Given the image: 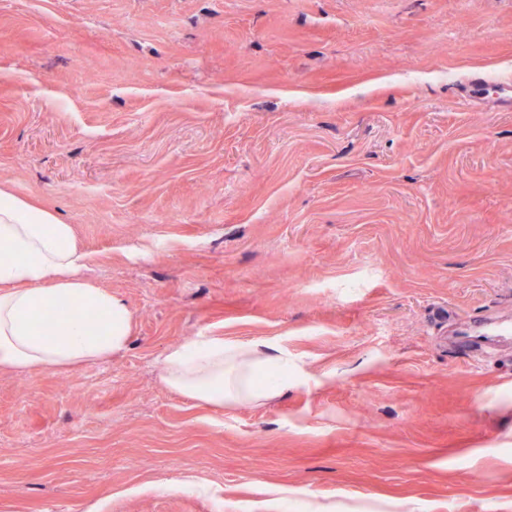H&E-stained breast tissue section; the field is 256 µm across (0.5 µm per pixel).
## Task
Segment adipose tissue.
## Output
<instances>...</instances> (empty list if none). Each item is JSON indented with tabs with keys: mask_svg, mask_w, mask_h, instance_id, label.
<instances>
[{
	"mask_svg": "<svg viewBox=\"0 0 512 512\" xmlns=\"http://www.w3.org/2000/svg\"><path fill=\"white\" fill-rule=\"evenodd\" d=\"M91 255L72 225L31 200L0 189V372L56 370L111 358L131 334V312L112 292L93 287L81 273ZM67 303L57 330L37 323L39 313ZM93 314L94 326L84 317ZM284 352L260 342L193 339L167 349L162 382L211 407L264 404L295 380Z\"/></svg>",
	"mask_w": 512,
	"mask_h": 512,
	"instance_id": "adipose-tissue-1",
	"label": "adipose tissue"
}]
</instances>
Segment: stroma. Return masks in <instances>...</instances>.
<instances>
[{"instance_id":"obj_1","label":"stroma","mask_w":512,"mask_h":512,"mask_svg":"<svg viewBox=\"0 0 512 512\" xmlns=\"http://www.w3.org/2000/svg\"><path fill=\"white\" fill-rule=\"evenodd\" d=\"M0 188L132 316L0 373V512H512V0H0ZM203 336L296 380L166 388ZM277 376L259 383V374ZM288 357L260 342H227L221 336L193 339L167 349L162 360V382L177 393L215 408L264 404L285 393L295 381Z\"/></svg>"}]
</instances>
